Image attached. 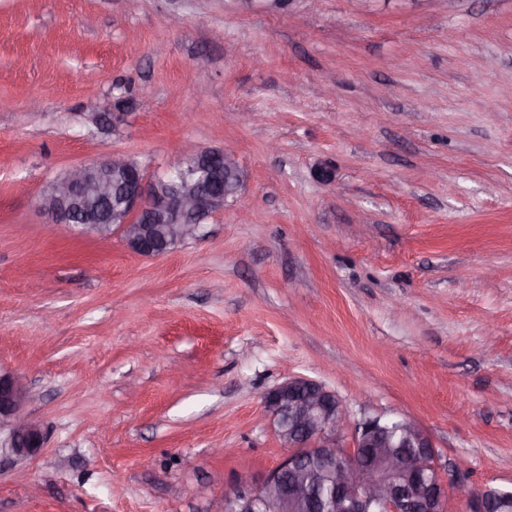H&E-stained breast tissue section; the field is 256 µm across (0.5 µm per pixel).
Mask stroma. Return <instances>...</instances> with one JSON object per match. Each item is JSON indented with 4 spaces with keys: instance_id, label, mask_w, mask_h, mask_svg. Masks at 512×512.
I'll return each instance as SVG.
<instances>
[{
    "instance_id": "35a3bbf8",
    "label": "stroma",
    "mask_w": 512,
    "mask_h": 512,
    "mask_svg": "<svg viewBox=\"0 0 512 512\" xmlns=\"http://www.w3.org/2000/svg\"><path fill=\"white\" fill-rule=\"evenodd\" d=\"M187 142L244 187L164 256L39 208ZM0 370L47 433H0V512H223L293 375L343 446L419 426L447 512L512 488V0H0Z\"/></svg>"
}]
</instances>
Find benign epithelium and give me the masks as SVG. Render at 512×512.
Wrapping results in <instances>:
<instances>
[{
    "instance_id": "obj_1",
    "label": "benign epithelium",
    "mask_w": 512,
    "mask_h": 512,
    "mask_svg": "<svg viewBox=\"0 0 512 512\" xmlns=\"http://www.w3.org/2000/svg\"><path fill=\"white\" fill-rule=\"evenodd\" d=\"M224 161V187L213 188L216 165ZM238 165L228 153L188 147L177 168L179 176L146 178L143 170L124 156L79 166L52 183L40 198V207L56 224H78L99 238L122 231L130 249L143 256L167 253L177 243L199 236L200 217L224 208L239 194ZM29 391L21 381L0 372V429L9 427L11 454L34 456L45 447L46 433L22 416ZM264 407L288 453L259 484L238 486L224 495V512H310L316 494L307 465H312L339 489L347 512H359V503L373 500L379 512H430L437 503L446 507L450 483L445 478L431 440L413 422L402 420L398 441L391 440L381 418L366 417L356 428L352 446L344 450L347 462L336 463L341 447L345 409L320 383L291 376L269 390ZM370 462L357 464L360 449Z\"/></svg>"
}]
</instances>
